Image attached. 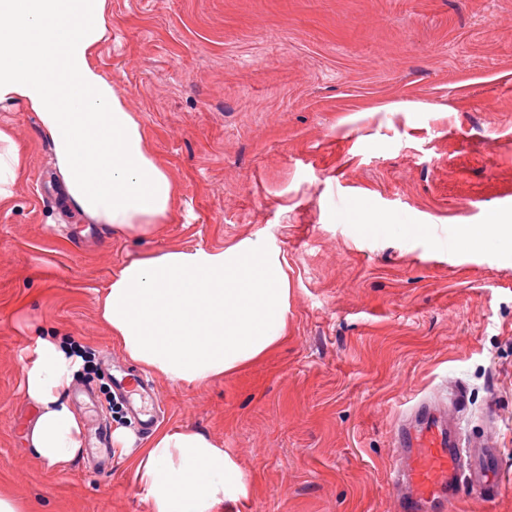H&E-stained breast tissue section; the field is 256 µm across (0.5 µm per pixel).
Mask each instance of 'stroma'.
<instances>
[{"label": "stroma", "instance_id": "1", "mask_svg": "<svg viewBox=\"0 0 512 512\" xmlns=\"http://www.w3.org/2000/svg\"><path fill=\"white\" fill-rule=\"evenodd\" d=\"M96 63L180 188L148 238L79 228L37 118L0 109L28 153L0 210V491L31 512H149L123 461L43 464L24 437L38 331L98 370L85 427L131 363L97 299L123 264L260 237L288 263V340L199 388L156 379L163 427L226 448L252 485L235 512H399L392 434L420 399L467 396L463 433L494 439L512 480V239L461 225L512 215V0H108ZM385 224L428 235L368 230Z\"/></svg>", "mask_w": 512, "mask_h": 512}]
</instances>
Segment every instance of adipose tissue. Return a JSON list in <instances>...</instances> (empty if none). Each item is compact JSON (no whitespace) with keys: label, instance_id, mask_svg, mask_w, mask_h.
I'll return each mask as SVG.
<instances>
[{"label":"adipose tissue","instance_id":"adipose-tissue-1","mask_svg":"<svg viewBox=\"0 0 512 512\" xmlns=\"http://www.w3.org/2000/svg\"><path fill=\"white\" fill-rule=\"evenodd\" d=\"M108 33L107 0H0V106L34 112L57 177L85 224L147 236L169 223L180 196L143 128L97 68ZM25 150L0 126V209L7 208ZM288 263L265 240L172 249L119 267L98 315L124 356L163 380L195 388L224 378L288 339ZM83 365L60 337H36L22 367L36 414L26 431L51 466L74 459L84 424L68 400ZM126 456L150 512H227L252 485L236 458L190 427L161 428Z\"/></svg>","mask_w":512,"mask_h":512}]
</instances>
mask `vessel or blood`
Segmentation results:
<instances>
[{"instance_id":"obj_1","label":"vessel or blood","mask_w":512,"mask_h":512,"mask_svg":"<svg viewBox=\"0 0 512 512\" xmlns=\"http://www.w3.org/2000/svg\"><path fill=\"white\" fill-rule=\"evenodd\" d=\"M113 384L125 394L149 389L143 376L133 371L115 378ZM466 405V394L458 388L448 411L422 400L395 428L393 440L402 462L390 469L387 487L399 492L402 512H429L433 507L446 512L465 480L499 495L512 492V486L492 479L493 443L485 442L479 453L474 441L463 436L458 414Z\"/></svg>"}]
</instances>
